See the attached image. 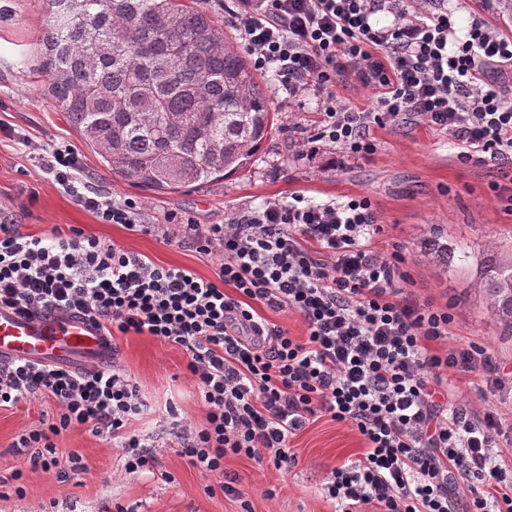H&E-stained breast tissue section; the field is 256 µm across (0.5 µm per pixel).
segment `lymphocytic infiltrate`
Masks as SVG:
<instances>
[{
  "label": "lymphocytic infiltrate",
  "mask_w": 512,
  "mask_h": 512,
  "mask_svg": "<svg viewBox=\"0 0 512 512\" xmlns=\"http://www.w3.org/2000/svg\"><path fill=\"white\" fill-rule=\"evenodd\" d=\"M233 16L257 69L273 70L289 98H315L321 119L307 154L335 148L337 163L376 151L371 125L406 115L447 132L460 159L512 158V35L481 18L457 32L445 0H236ZM390 16L380 24L377 13ZM375 91L369 111L336 93L344 79ZM44 170L103 224L150 233L140 202L105 195L84 180L77 154L58 145ZM384 227L369 197L313 202L299 193L236 211L228 223L167 225L165 240L218 257L217 281L163 267L79 228L52 238L23 233L0 212V307L26 315L88 318L104 333L149 334L181 345L206 421L183 437V454L241 498L225 458L246 456L288 471L289 442L311 420L351 424L366 450L332 470L324 492L339 512H512V467L499 449L512 431L494 411L462 401L459 377L498 378L496 360L476 344L445 354L452 316L408 291L399 251L373 241ZM297 314L305 334L271 321ZM49 398L55 417L22 431L15 452L53 466L62 483H81L77 454L59 458L63 431L91 426L118 440L128 472L155 458L130 432L143 414L141 390L119 365L76 372L0 363V408Z\"/></svg>",
  "instance_id": "obj_1"
}]
</instances>
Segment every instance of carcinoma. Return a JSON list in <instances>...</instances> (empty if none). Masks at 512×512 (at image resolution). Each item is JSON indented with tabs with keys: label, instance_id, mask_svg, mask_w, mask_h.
<instances>
[{
	"label": "carcinoma",
	"instance_id": "carcinoma-1",
	"mask_svg": "<svg viewBox=\"0 0 512 512\" xmlns=\"http://www.w3.org/2000/svg\"><path fill=\"white\" fill-rule=\"evenodd\" d=\"M44 94L113 174L165 194L251 164L278 114L256 69L188 0H43ZM512 335V260L480 275Z\"/></svg>",
	"mask_w": 512,
	"mask_h": 512
}]
</instances>
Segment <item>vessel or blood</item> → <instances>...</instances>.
<instances>
[{"instance_id":"1","label":"vessel or blood","mask_w":512,"mask_h":512,"mask_svg":"<svg viewBox=\"0 0 512 512\" xmlns=\"http://www.w3.org/2000/svg\"><path fill=\"white\" fill-rule=\"evenodd\" d=\"M112 358V340L90 320L70 315H22L0 308V362L26 361L83 369Z\"/></svg>"}]
</instances>
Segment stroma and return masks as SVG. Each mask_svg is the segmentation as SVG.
<instances>
[{"label": "stroma", "instance_id": "35a3bbf8", "mask_svg": "<svg viewBox=\"0 0 512 512\" xmlns=\"http://www.w3.org/2000/svg\"><path fill=\"white\" fill-rule=\"evenodd\" d=\"M501 30L512 29V0H461L452 19L466 26L471 14ZM45 22L42 0H0V209L14 215L23 232L52 237L69 227L119 245L165 267H186L216 279L217 257L197 253L191 245L167 243L157 227L169 217L194 223L223 224L240 208L261 206L294 191L318 201L367 196L374 202L383 233L373 247H399L407 287L419 300L447 307L452 315L449 346L471 342L487 348L502 374L512 380V335L492 314L479 276L487 261L512 258V206L498 199L492 183L512 177V159L489 165L458 160L459 149L447 133L406 117L386 128L371 126L377 150L369 159L337 169L332 148L315 156H298L303 137L319 119L316 101L289 102L285 91L269 86L279 114L278 128L264 141L253 163L224 181L159 194L112 175L86 149L63 112L42 92L34 49ZM65 143L78 154L84 178L114 197H131L143 206L142 220L155 232L132 233L95 216L64 193L44 172L40 149ZM438 240L450 254L438 258L429 242ZM124 369L152 404H172L179 421L194 427L205 422V408L186 369L189 355L177 344L149 335L113 333ZM53 401L35 399L0 408V473L24 471L25 498H0V512H43L58 502L61 512H114L115 505L138 512H335L323 486L331 471L357 460L364 443L351 426L322 417L290 440L295 463L288 473L244 456L225 459L236 475L243 500L208 494L214 476L189 465L169 420L143 416L133 428L156 437L153 470L129 474L122 451L111 437L85 428L57 437L60 456L81 455L88 465L82 484L58 483L54 471L25 463L11 446L43 414H56ZM275 497H267V490Z\"/></svg>", "mask_w": 512, "mask_h": 512}]
</instances>
